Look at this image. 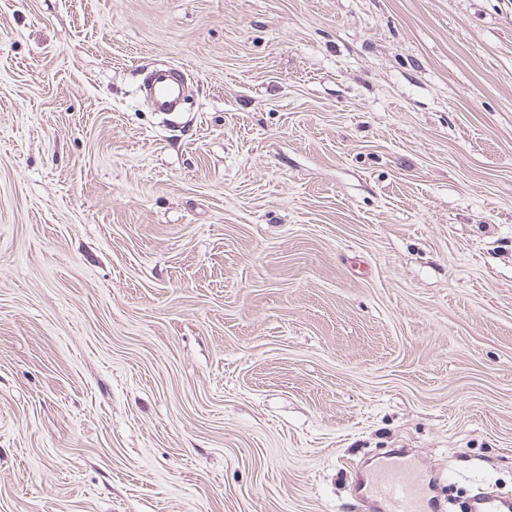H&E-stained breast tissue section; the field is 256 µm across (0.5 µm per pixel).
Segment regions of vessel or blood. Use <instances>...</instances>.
<instances>
[{"label": "vessel or blood", "mask_w": 512, "mask_h": 512, "mask_svg": "<svg viewBox=\"0 0 512 512\" xmlns=\"http://www.w3.org/2000/svg\"><path fill=\"white\" fill-rule=\"evenodd\" d=\"M146 88L159 112L175 111L184 95L183 79L175 68L151 71ZM354 483L367 512H445L433 481L413 465L404 450L369 471L356 472ZM465 512H512V498L480 493L469 499Z\"/></svg>", "instance_id": "obj_1"}]
</instances>
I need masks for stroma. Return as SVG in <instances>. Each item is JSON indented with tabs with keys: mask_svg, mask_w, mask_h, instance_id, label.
Here are the masks:
<instances>
[{
	"mask_svg": "<svg viewBox=\"0 0 512 512\" xmlns=\"http://www.w3.org/2000/svg\"><path fill=\"white\" fill-rule=\"evenodd\" d=\"M392 448L512 497V0H0V512H360ZM146 88L158 112L175 111L184 95V83L177 68L156 69L147 76Z\"/></svg>",
	"mask_w": 512,
	"mask_h": 512,
	"instance_id": "1",
	"label": "stroma"
}]
</instances>
